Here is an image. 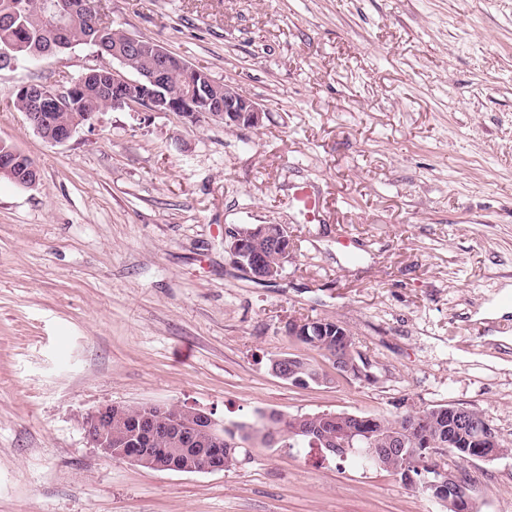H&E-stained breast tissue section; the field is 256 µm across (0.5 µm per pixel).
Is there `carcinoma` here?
<instances>
[{
    "mask_svg": "<svg viewBox=\"0 0 512 512\" xmlns=\"http://www.w3.org/2000/svg\"><path fill=\"white\" fill-rule=\"evenodd\" d=\"M101 31L102 57L121 63L125 69L140 75L151 71L155 59L149 53L129 54L126 46L131 34L107 25L98 28L97 10L94 0H87L86 7L69 16L68 26L63 36L62 48L56 56L64 55L68 50L87 43V38L96 31ZM50 39L42 11V0H0V49H7L16 61H35L37 47ZM97 76L85 80L81 92L68 101L55 104L46 113L52 126L63 129L70 125L83 123L86 116L96 115L112 107V104L100 93ZM296 342L317 352L322 361L303 358L297 355H282L270 359V365H288L293 373L291 383L308 387L318 376L327 382L331 374L345 377L341 367V357L351 354L359 363L367 358L355 349L354 341L349 336H339L336 322L327 320L326 328L316 336L296 339ZM351 435L358 452H350L344 457L354 466H366L368 462L360 449L367 446L384 448L388 439L401 436L407 441L411 460L415 465L414 475L418 478L438 467V455L448 449V405H437L423 410H406L391 416H363L352 420ZM279 431L280 444L291 446L294 440L310 444V437L294 430V423L289 418L277 413L260 414L252 424L241 423L234 428L224 429V442L252 441L267 445V431Z\"/></svg>",
    "mask_w": 512,
    "mask_h": 512,
    "instance_id": "cac0c4a2",
    "label": "carcinoma"
}]
</instances>
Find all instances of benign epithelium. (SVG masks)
Segmentation results:
<instances>
[{"mask_svg":"<svg viewBox=\"0 0 512 512\" xmlns=\"http://www.w3.org/2000/svg\"><path fill=\"white\" fill-rule=\"evenodd\" d=\"M158 60L156 70L143 79L135 76L131 79L114 67L110 68L112 84V102L128 106L137 114L148 112H177L179 116L196 121L201 113L195 107L203 104L210 108L206 116L221 122L230 128H258L263 123L265 112L252 98L232 84H223V95L214 97L203 92V87H195L193 96H163L155 92V87L164 82L171 52L160 44L153 46ZM83 79H75L68 84L41 85L33 82L22 85L31 102L33 111L25 113L31 122L40 116L49 99L62 100L78 90ZM261 237L284 250L278 263L265 264L258 260L247 274L258 281L275 282L279 280L292 257L291 240L288 228L284 225L262 224L258 227ZM254 237L250 232L236 226L226 233V245L229 253L247 254L252 250ZM127 407L107 404L87 414L82 427L89 444L106 458L128 461L140 467L157 472H221L236 463L234 448L224 447V430L217 428L216 421L208 414L188 409L173 413L170 404H146L138 407V414L127 420ZM122 419L131 426L129 438L117 439L112 435V419ZM448 456L452 458L448 467L436 469L432 478L423 480V489L434 501H443L452 512H475V499L471 494V485L475 482L468 464L471 461L490 460L502 456L507 450L499 446L498 437L490 424L478 423L472 412L465 408L448 405ZM349 430L336 434L333 439L312 437L311 442L324 446L331 454H345L353 447L352 439L347 437ZM469 434L467 442L474 448V454L459 453L454 450L456 437ZM204 434L215 444L213 448H204L194 452H173L170 448H159L162 441L181 442L196 439Z\"/></svg>","mask_w":512,"mask_h":512,"instance_id":"7a95c632","label":"benign epithelium"}]
</instances>
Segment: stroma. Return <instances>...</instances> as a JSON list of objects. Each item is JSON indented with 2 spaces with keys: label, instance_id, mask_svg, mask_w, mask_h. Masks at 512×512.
<instances>
[{
  "label": "stroma",
  "instance_id": "1",
  "mask_svg": "<svg viewBox=\"0 0 512 512\" xmlns=\"http://www.w3.org/2000/svg\"><path fill=\"white\" fill-rule=\"evenodd\" d=\"M103 19L238 86L260 128L98 114L67 142L8 105L100 65L79 45L0 70V139L40 181L0 179V512H447L318 448L245 445L230 469L103 458L81 419L175 403L378 416L454 404L512 450V0H99ZM319 197L306 216L297 186ZM284 224L281 280L225 232ZM328 318L374 377L307 388L288 320ZM479 512H512V453L471 465Z\"/></svg>",
  "mask_w": 512,
  "mask_h": 512
}]
</instances>
